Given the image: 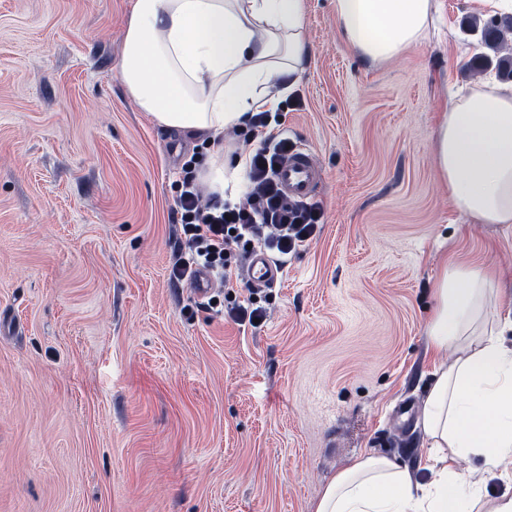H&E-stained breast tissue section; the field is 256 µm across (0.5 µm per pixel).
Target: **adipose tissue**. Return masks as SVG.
Masks as SVG:
<instances>
[{
	"mask_svg": "<svg viewBox=\"0 0 512 512\" xmlns=\"http://www.w3.org/2000/svg\"><path fill=\"white\" fill-rule=\"evenodd\" d=\"M347 43L366 61L401 55L429 32L435 0H334ZM304 0H136L121 78L159 126L207 135L272 107L304 69ZM450 201L482 224H512V88L452 98L435 142ZM493 268L473 258L444 267L429 336L453 350L424 401L421 428L435 453L419 484L379 455L355 458L327 483L315 512H512L488 499L485 471H512V308ZM482 458L483 468L459 460Z\"/></svg>",
	"mask_w": 512,
	"mask_h": 512,
	"instance_id": "ef3b65f1",
	"label": "adipose tissue"
}]
</instances>
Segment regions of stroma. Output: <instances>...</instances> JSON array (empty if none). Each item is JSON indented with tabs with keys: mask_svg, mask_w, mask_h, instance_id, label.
<instances>
[{
	"mask_svg": "<svg viewBox=\"0 0 512 512\" xmlns=\"http://www.w3.org/2000/svg\"><path fill=\"white\" fill-rule=\"evenodd\" d=\"M135 0H0V512H314L355 457L418 479L445 258L482 251L512 283V225L453 207L435 164L448 100L476 73L464 18L371 64L333 0H306L310 55L269 128L308 149L321 222L281 282L210 300L172 283L183 165L213 195L208 144L157 125L120 77ZM225 199L247 130L217 135ZM261 307L242 325L230 308Z\"/></svg>",
	"mask_w": 512,
	"mask_h": 512,
	"instance_id": "1",
	"label": "stroma"
}]
</instances>
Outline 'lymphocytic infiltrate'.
Listing matches in <instances>:
<instances>
[{
	"label": "lymphocytic infiltrate",
	"instance_id": "1",
	"mask_svg": "<svg viewBox=\"0 0 512 512\" xmlns=\"http://www.w3.org/2000/svg\"><path fill=\"white\" fill-rule=\"evenodd\" d=\"M288 141L267 137L245 157L250 182L242 204L215 200L202 202L193 176H186L178 196L176 220L182 226L189 253L173 268L175 279L193 278L207 269L233 285L232 254L264 247L285 259L309 241L321 216L313 206L284 197L275 180L280 161L288 154Z\"/></svg>",
	"mask_w": 512,
	"mask_h": 512
}]
</instances>
